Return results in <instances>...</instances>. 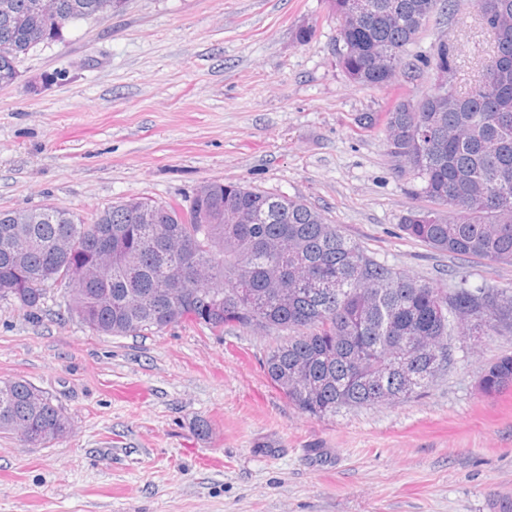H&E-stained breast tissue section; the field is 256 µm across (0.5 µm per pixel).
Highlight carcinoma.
Masks as SVG:
<instances>
[{
    "label": "carcinoma",
    "mask_w": 512,
    "mask_h": 512,
    "mask_svg": "<svg viewBox=\"0 0 512 512\" xmlns=\"http://www.w3.org/2000/svg\"><path fill=\"white\" fill-rule=\"evenodd\" d=\"M0 85L12 84L21 56L43 43L28 25L37 0H0ZM336 19L338 60L346 76L368 89L413 78L432 66L442 92L365 112L360 128L380 129L395 173L420 180L440 205L411 210L407 237L452 257L512 265V0H476L494 50L482 72L491 80L457 93L455 47L407 60L428 0H326ZM97 0H57L46 39L96 15ZM139 211L158 223H143ZM105 231L112 249L96 250ZM178 288L165 289L168 281ZM62 295L68 314L96 334L156 333L187 321L212 333L239 327L279 336L264 372L294 406L315 417L341 409L416 398L454 361L452 337L478 342L512 335V288L461 281L447 288L397 271L351 241L300 200L237 182L213 180L188 204L132 198L91 220L64 206L0 210V301L35 317ZM110 290L111 306L96 303ZM223 300L224 314L193 315L191 299ZM480 387L512 388V355L490 363ZM72 429L66 409L24 380H0V433L46 440Z\"/></svg>",
    "instance_id": "cac0c4a2"
}]
</instances>
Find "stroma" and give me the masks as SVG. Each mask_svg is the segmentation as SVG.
I'll use <instances>...</instances> for the list:
<instances>
[{
	"mask_svg": "<svg viewBox=\"0 0 512 512\" xmlns=\"http://www.w3.org/2000/svg\"><path fill=\"white\" fill-rule=\"evenodd\" d=\"M336 28L325 0H125L69 25L0 87V210L88 217L239 182L303 201L398 270L512 287V266L402 232L409 209L434 204L357 118L422 97L435 72L359 88L338 65ZM444 41L468 91L493 47L473 0L434 15L410 53ZM273 343L188 323L97 335L57 304L35 319L0 302V379L44 389L73 421L39 447L0 435V512H485L512 495V390L478 387L512 336L456 337L453 367L422 396L324 418L267 378Z\"/></svg>",
	"mask_w": 512,
	"mask_h": 512,
	"instance_id": "stroma-1",
	"label": "stroma"
}]
</instances>
